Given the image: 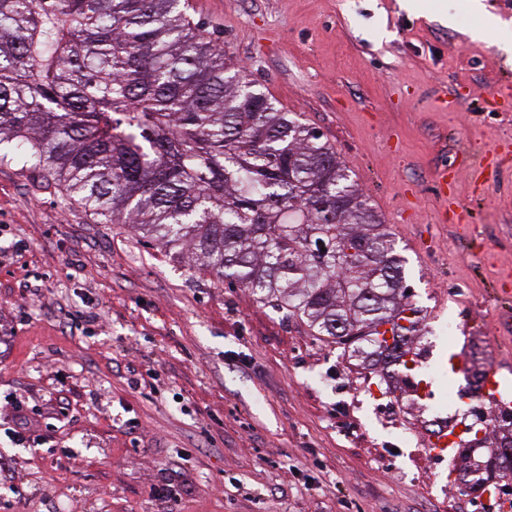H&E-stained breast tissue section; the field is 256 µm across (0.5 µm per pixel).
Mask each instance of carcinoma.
Here are the masks:
<instances>
[{"label":"carcinoma","mask_w":512,"mask_h":512,"mask_svg":"<svg viewBox=\"0 0 512 512\" xmlns=\"http://www.w3.org/2000/svg\"><path fill=\"white\" fill-rule=\"evenodd\" d=\"M2 144L0 161L90 213L411 380L424 315L391 232L320 133L227 64L182 0H0ZM471 414L458 458L471 490L498 492L512 408Z\"/></svg>","instance_id":"1"}]
</instances>
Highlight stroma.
<instances>
[{
    "label": "stroma",
    "instance_id": "stroma-1",
    "mask_svg": "<svg viewBox=\"0 0 512 512\" xmlns=\"http://www.w3.org/2000/svg\"><path fill=\"white\" fill-rule=\"evenodd\" d=\"M188 3L396 238L430 393L402 405L300 318L0 162V512H502L512 484L464 490L422 416L476 403L449 353L512 366V96L483 108L512 53L461 0ZM443 167L468 220L438 221Z\"/></svg>",
    "mask_w": 512,
    "mask_h": 512
}]
</instances>
